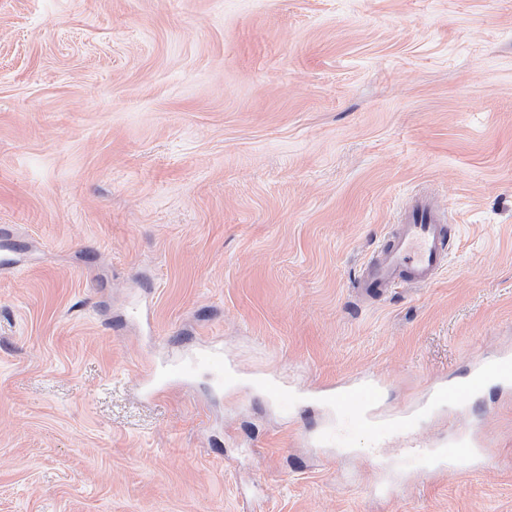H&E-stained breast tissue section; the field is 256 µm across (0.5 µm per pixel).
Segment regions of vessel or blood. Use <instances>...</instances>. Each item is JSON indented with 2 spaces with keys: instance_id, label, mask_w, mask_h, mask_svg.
<instances>
[{
  "instance_id": "obj_1",
  "label": "vessel or blood",
  "mask_w": 512,
  "mask_h": 512,
  "mask_svg": "<svg viewBox=\"0 0 512 512\" xmlns=\"http://www.w3.org/2000/svg\"><path fill=\"white\" fill-rule=\"evenodd\" d=\"M450 227L444 211L433 201L416 205L394 225L389 236L372 252L358 279L359 287L379 294L401 286L418 287L431 284L444 269L449 255ZM207 371L216 381L228 374L223 353L201 347L195 357L168 370L147 368L140 377V391L148 398L156 397L175 381L187 379L198 370ZM512 383V353L502 352L475 360L467 376L457 382L439 381L430 387L425 401L436 407L455 406L458 402L479 395L492 384ZM266 398L278 403H298L312 399L341 411H349L356 426L369 431L374 440L404 436V455L412 462L434 463L444 457L460 461L459 475H467L464 460L481 453V444L473 438L451 435L438 445L413 439L412 421L379 419L375 411L383 403V383L378 375L368 374L342 385H321L297 389L287 395L285 385L269 378L263 383Z\"/></svg>"
}]
</instances>
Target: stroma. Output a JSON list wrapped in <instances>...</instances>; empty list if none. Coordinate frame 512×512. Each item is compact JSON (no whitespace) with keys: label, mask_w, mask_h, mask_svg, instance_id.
<instances>
[{"label":"stroma","mask_w":512,"mask_h":512,"mask_svg":"<svg viewBox=\"0 0 512 512\" xmlns=\"http://www.w3.org/2000/svg\"><path fill=\"white\" fill-rule=\"evenodd\" d=\"M421 195L446 267L365 295ZM3 255L0 512H512L497 388L414 430L486 466L379 497L402 441L250 384L376 371L397 413L512 351V0H0ZM207 342L234 387L137 390Z\"/></svg>","instance_id":"35a3bbf8"}]
</instances>
